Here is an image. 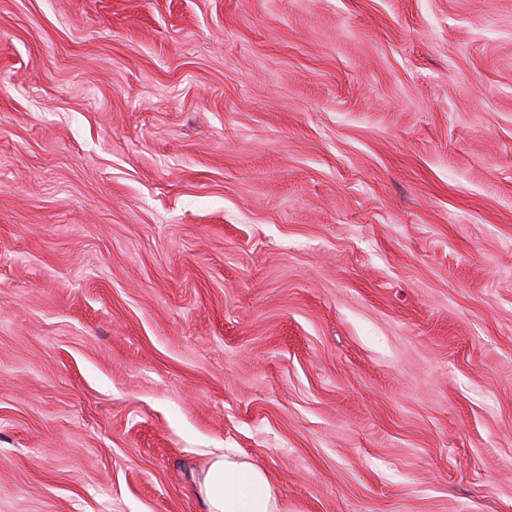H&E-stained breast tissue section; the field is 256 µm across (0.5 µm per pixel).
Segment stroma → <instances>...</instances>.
Returning a JSON list of instances; mask_svg holds the SVG:
<instances>
[{"mask_svg": "<svg viewBox=\"0 0 512 512\" xmlns=\"http://www.w3.org/2000/svg\"><path fill=\"white\" fill-rule=\"evenodd\" d=\"M512 512V0H0V512ZM195 484L206 512H288L265 468L232 448L212 455Z\"/></svg>", "mask_w": 512, "mask_h": 512, "instance_id": "obj_1", "label": "stroma"}]
</instances>
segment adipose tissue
Here are the masks:
<instances>
[{
  "instance_id": "1",
  "label": "adipose tissue",
  "mask_w": 512,
  "mask_h": 512,
  "mask_svg": "<svg viewBox=\"0 0 512 512\" xmlns=\"http://www.w3.org/2000/svg\"><path fill=\"white\" fill-rule=\"evenodd\" d=\"M196 490L206 512H287L265 468L230 448L212 455Z\"/></svg>"
}]
</instances>
